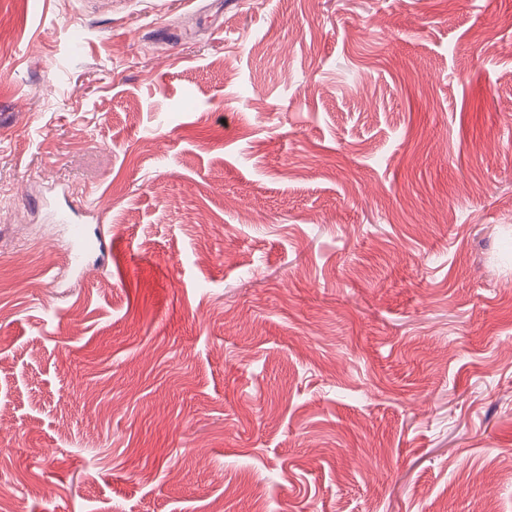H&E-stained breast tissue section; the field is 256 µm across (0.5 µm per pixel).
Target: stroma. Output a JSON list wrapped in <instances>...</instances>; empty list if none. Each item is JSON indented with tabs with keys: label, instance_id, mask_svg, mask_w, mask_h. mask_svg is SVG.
<instances>
[{
	"label": "stroma",
	"instance_id": "stroma-1",
	"mask_svg": "<svg viewBox=\"0 0 512 512\" xmlns=\"http://www.w3.org/2000/svg\"><path fill=\"white\" fill-rule=\"evenodd\" d=\"M0 405V512H512V0H0Z\"/></svg>",
	"mask_w": 512,
	"mask_h": 512
}]
</instances>
